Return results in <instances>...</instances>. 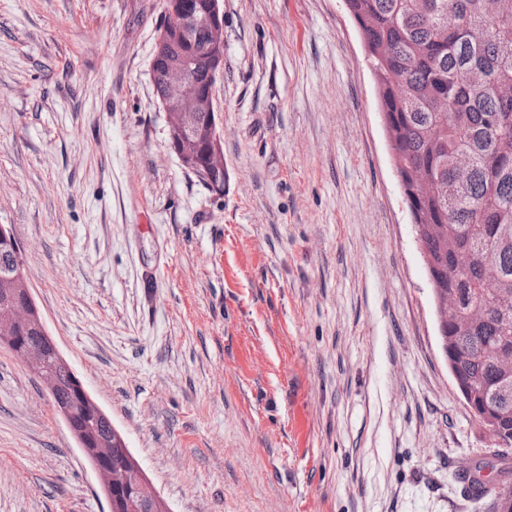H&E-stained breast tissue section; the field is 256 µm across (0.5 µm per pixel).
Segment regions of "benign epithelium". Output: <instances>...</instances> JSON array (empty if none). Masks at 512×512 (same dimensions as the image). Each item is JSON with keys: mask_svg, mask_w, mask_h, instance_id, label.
I'll list each match as a JSON object with an SVG mask.
<instances>
[{"mask_svg": "<svg viewBox=\"0 0 512 512\" xmlns=\"http://www.w3.org/2000/svg\"><path fill=\"white\" fill-rule=\"evenodd\" d=\"M165 12L179 16L180 26L173 29L166 24L160 25L151 64L160 61L164 65L158 98L166 118L170 147L185 170L220 196L227 186L228 172L224 165L221 118L214 102L213 87L224 71L223 0H204L190 9L181 0H165ZM197 30L204 33V46L200 50L185 51L184 46ZM201 67L209 76L204 87L195 76ZM0 246L13 256V260L0 264V284L3 285L0 289V345L20 358L40 379L48 395L54 398L59 387L58 369L69 371L71 366L47 331L43 313L33 298L29 278L18 271L21 248L9 224L0 225ZM21 326L46 339L53 364L46 363L43 346L18 341L15 333ZM71 386L82 410L93 419L108 424L106 434L97 437L90 446L85 436L73 428L70 408H58L59 415L98 474L107 502H112V488L120 477L103 466V460L112 455V449L120 448L127 461L126 475L133 477L137 503L151 505L157 512H168L167 505L152 488L122 434L75 374L71 377Z\"/></svg>", "mask_w": 512, "mask_h": 512, "instance_id": "obj_1", "label": "benign epithelium"}]
</instances>
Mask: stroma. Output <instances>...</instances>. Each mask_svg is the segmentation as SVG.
Instances as JSON below:
<instances>
[{
    "instance_id": "stroma-1",
    "label": "stroma",
    "mask_w": 512,
    "mask_h": 512,
    "mask_svg": "<svg viewBox=\"0 0 512 512\" xmlns=\"http://www.w3.org/2000/svg\"><path fill=\"white\" fill-rule=\"evenodd\" d=\"M163 3L0 0V224L50 336L170 512H487L461 468L512 450L454 387L343 0H224L220 197L169 145ZM0 512H109L1 347Z\"/></svg>"
}]
</instances>
